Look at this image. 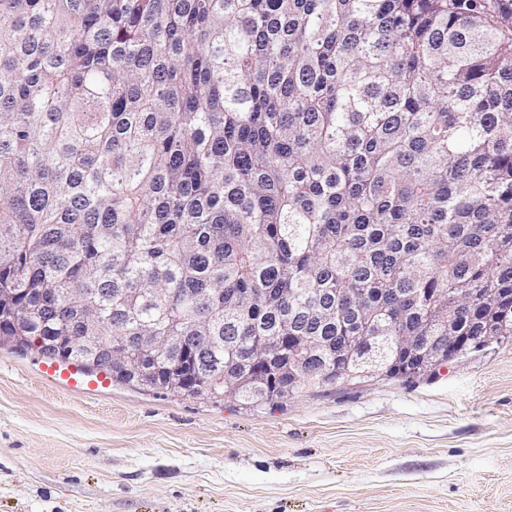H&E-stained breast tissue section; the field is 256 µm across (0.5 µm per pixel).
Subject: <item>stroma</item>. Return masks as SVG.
<instances>
[{
	"label": "stroma",
	"instance_id": "obj_1",
	"mask_svg": "<svg viewBox=\"0 0 512 512\" xmlns=\"http://www.w3.org/2000/svg\"><path fill=\"white\" fill-rule=\"evenodd\" d=\"M43 364L0 346V512H512V339L274 407Z\"/></svg>",
	"mask_w": 512,
	"mask_h": 512
}]
</instances>
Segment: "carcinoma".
I'll list each match as a JSON object with an SVG mask.
<instances>
[{
  "instance_id": "obj_1",
  "label": "carcinoma",
  "mask_w": 512,
  "mask_h": 512,
  "mask_svg": "<svg viewBox=\"0 0 512 512\" xmlns=\"http://www.w3.org/2000/svg\"><path fill=\"white\" fill-rule=\"evenodd\" d=\"M512 289V0H0V344L275 404ZM325 307L330 321L308 318ZM124 365L78 341L87 314ZM206 325L179 355L136 337ZM311 343L269 383L259 342ZM399 350L386 349L389 376Z\"/></svg>"
}]
</instances>
